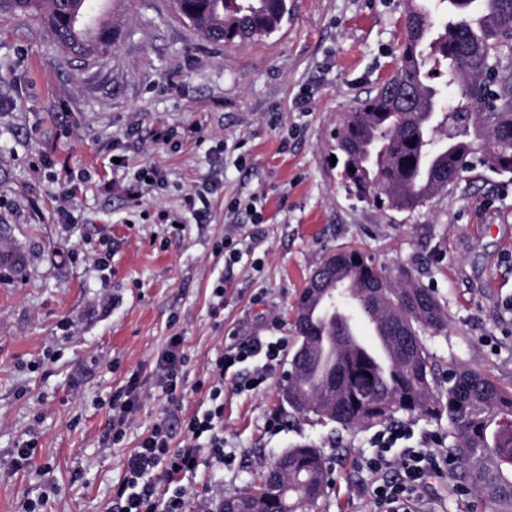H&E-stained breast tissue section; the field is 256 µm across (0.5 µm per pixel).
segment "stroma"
Listing matches in <instances>:
<instances>
[{
  "mask_svg": "<svg viewBox=\"0 0 512 512\" xmlns=\"http://www.w3.org/2000/svg\"><path fill=\"white\" fill-rule=\"evenodd\" d=\"M408 0H288L273 34L206 43L173 0H112V45L94 60L60 54L44 30L0 18V459L36 441L31 468L0 469V512L45 498V512H106L124 464L151 429L208 405L199 382L232 338L283 336L298 346L299 296L330 254L361 249L390 275L411 267L448 310L427 337L448 364L512 388V176L464 173L415 211H380L346 191L331 163L336 131L393 68ZM170 128L154 141V128ZM122 156L123 166L112 164ZM51 166H44V158ZM91 175L57 217L67 170ZM164 182L134 190V171ZM203 215L185 196L214 171ZM262 204V223L246 205ZM242 253L225 268L216 243ZM111 244L108 270L94 257ZM224 284V299L212 288ZM185 362L177 397L155 379L170 337ZM289 365L252 391L224 380L221 467L202 455L185 479L184 512L254 489L295 446L329 467L324 512H376L378 427L344 431L283 405ZM141 400L123 440L104 448L112 391L130 376ZM49 474H42V467ZM411 512H472L447 474Z\"/></svg>",
  "mask_w": 512,
  "mask_h": 512,
  "instance_id": "obj_1",
  "label": "stroma"
}]
</instances>
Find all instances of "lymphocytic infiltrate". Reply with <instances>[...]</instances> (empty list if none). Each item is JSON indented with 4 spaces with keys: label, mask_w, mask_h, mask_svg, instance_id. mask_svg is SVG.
<instances>
[{
    "label": "lymphocytic infiltrate",
    "mask_w": 512,
    "mask_h": 512,
    "mask_svg": "<svg viewBox=\"0 0 512 512\" xmlns=\"http://www.w3.org/2000/svg\"><path fill=\"white\" fill-rule=\"evenodd\" d=\"M288 346L286 338L268 340L260 336L225 345L216 358L214 370L207 382L210 405L203 412L184 421L188 442L175 449L167 424L153 427L129 456L123 478L112 493L109 512H183L185 489L183 479L194 473L201 450H208L216 459L224 457V376L242 364H252L251 373L239 378L237 386L253 390L263 384L268 372L278 364ZM140 403L137 378L114 390L108 402L112 414L110 444L119 443L132 422ZM410 429L396 427L376 435V454L367 459L370 472L380 474L395 470L394 480L375 488L378 512H407L410 495L427 486L433 474L439 473L444 460L431 448H412L408 442ZM161 476L172 488L168 498L158 499L153 476Z\"/></svg>",
    "instance_id": "obj_1"
}]
</instances>
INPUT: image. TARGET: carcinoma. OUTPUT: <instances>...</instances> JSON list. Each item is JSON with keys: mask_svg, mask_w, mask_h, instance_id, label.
I'll return each mask as SVG.
<instances>
[{"mask_svg": "<svg viewBox=\"0 0 512 512\" xmlns=\"http://www.w3.org/2000/svg\"><path fill=\"white\" fill-rule=\"evenodd\" d=\"M86 0H0V6L46 29L56 49L87 57L112 42L102 22L83 19ZM179 16L212 43L233 45L276 31L287 0H177ZM512 31V0H418L405 15L392 76L362 99L336 132L343 168L375 191L378 210L413 211L480 165L512 174V55L501 39ZM444 67V83L424 80L427 62ZM497 64L489 77L488 65ZM320 287L302 290L296 316L299 346L289 361L288 390L305 397L300 415L343 430L389 423L399 413L448 419L444 452L451 483L473 493L489 512H512V389L479 370L443 366L425 336L448 329V313L432 288L404 268L390 278L359 249L329 255L316 268ZM361 301L390 330L392 365L380 370L332 341ZM328 481L317 448H291L262 475L249 500L279 486L272 512H318Z\"/></svg>", "mask_w": 512, "mask_h": 512, "instance_id": "obj_1", "label": "carcinoma"}]
</instances>
